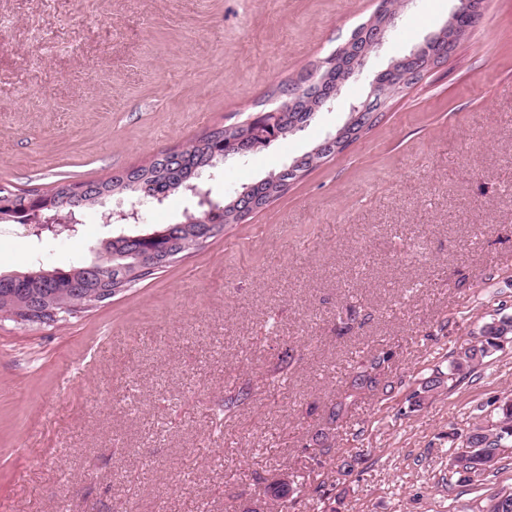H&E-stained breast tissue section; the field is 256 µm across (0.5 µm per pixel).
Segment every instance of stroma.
Returning a JSON list of instances; mask_svg holds the SVG:
<instances>
[{
    "label": "stroma",
    "mask_w": 512,
    "mask_h": 512,
    "mask_svg": "<svg viewBox=\"0 0 512 512\" xmlns=\"http://www.w3.org/2000/svg\"><path fill=\"white\" fill-rule=\"evenodd\" d=\"M378 3L0 0V185L98 180L275 110ZM457 5L410 0L332 108L201 172L212 202L335 134ZM381 112L265 208L91 312L0 321V512H234L277 473L300 490L293 512H473L512 490V454L479 486L448 473L449 434L512 393V346L410 403L484 316L512 315V0H483L455 52ZM130 204L103 199L58 237L0 220V274L91 261ZM381 352L392 393H362L316 458L329 408Z\"/></svg>",
    "instance_id": "obj_1"
}]
</instances>
